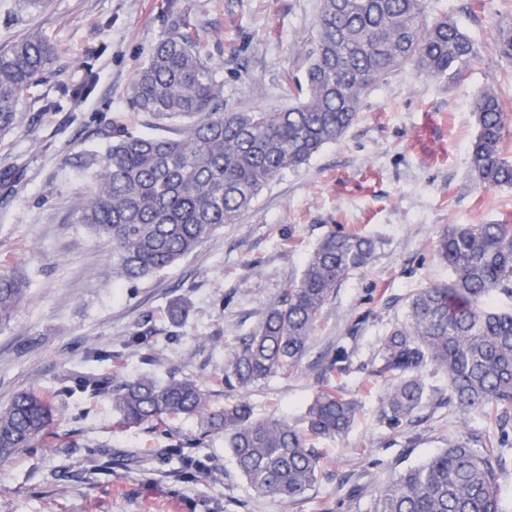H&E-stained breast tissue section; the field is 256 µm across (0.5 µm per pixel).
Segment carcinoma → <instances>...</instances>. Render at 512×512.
Listing matches in <instances>:
<instances>
[{"mask_svg":"<svg viewBox=\"0 0 512 512\" xmlns=\"http://www.w3.org/2000/svg\"><path fill=\"white\" fill-rule=\"evenodd\" d=\"M431 0H321L308 39L303 100L280 111L227 112L209 62L197 49L177 0L165 36L130 86L132 108L160 123L181 122L176 137L99 131L105 155H79L90 187L74 220L112 244L117 279L137 281L193 254L216 229L236 224L265 186L338 142L356 120L367 90L411 65L430 76L459 73L479 45L452 18H429ZM499 54L512 62V26L497 28ZM58 61L55 46L33 30L0 49V137L19 127V106ZM478 134L471 146L476 184L512 186V157L503 148L512 115L493 89L475 100ZM377 241L331 226L298 279L281 289L258 329L240 338L224 359V389L242 392L298 369L325 304L348 274L372 259ZM448 280L415 289L404 318L380 337L370 374L387 385L375 418L396 430L441 390L426 384L429 366L448 378L446 402L460 418L488 423L480 447L472 433L401 472L371 500L368 512H507L500 474L512 467L504 452L512 435V310L489 300L512 299V224H450L435 241ZM19 268L0 272V327L28 296ZM339 345L323 361L322 383L301 423L256 418L249 401L216 405L191 377L151 375L100 382L77 375L70 390L103 392L127 426L194 417L201 436L173 452L224 435L235 465L257 494L303 499L326 464L313 441L335 438L360 416L359 400L331 385L350 366ZM54 404L22 391L0 408V458L33 448L50 434Z\"/></svg>","mask_w":512,"mask_h":512,"instance_id":"1","label":"carcinoma"}]
</instances>
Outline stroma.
I'll return each mask as SVG.
<instances>
[{"instance_id": "35a3bbf8", "label": "stroma", "mask_w": 512, "mask_h": 512, "mask_svg": "<svg viewBox=\"0 0 512 512\" xmlns=\"http://www.w3.org/2000/svg\"><path fill=\"white\" fill-rule=\"evenodd\" d=\"M234 112L274 111L298 101L308 60L305 41L320 0H180ZM169 0H0V47L30 30L63 54L21 105L22 123L0 139V171L17 167L14 194L0 201V266L18 265L29 298L0 329V407L24 390L54 396L69 375L134 377L150 372L198 380L223 402L224 357L256 329L329 225L381 243L369 265L338 286L294 372L245 393L257 417L298 421L321 385L323 357L345 344L351 365L334 383L363 413L344 436L316 445L322 478L296 503L260 497L237 472L224 440L192 449L207 468L179 478L172 444L199 436L195 420L153 426L119 423L102 394L75 393L59 404L58 448H31L0 460V512H366L371 496L407 467L448 445L456 414L429 402L416 422L393 431L375 411L386 391L369 373L382 332L400 320L414 289L448 277L433 248L449 224L512 223V188L472 180L475 95L495 89L512 101V64L501 59L494 23H512V0H434L482 46L459 76L433 78L405 67L364 96L354 124L309 163L263 189L236 224L221 226L192 255L155 275L114 286L112 246L74 223L86 173L75 152L102 154V129L118 124L155 134L133 111L134 74L166 33ZM93 89L72 99L85 77ZM60 107L42 111L43 97ZM186 318H169L172 301ZM148 334L145 347L131 339ZM110 352L107 360L91 358ZM100 447L109 468L96 466Z\"/></svg>"}]
</instances>
